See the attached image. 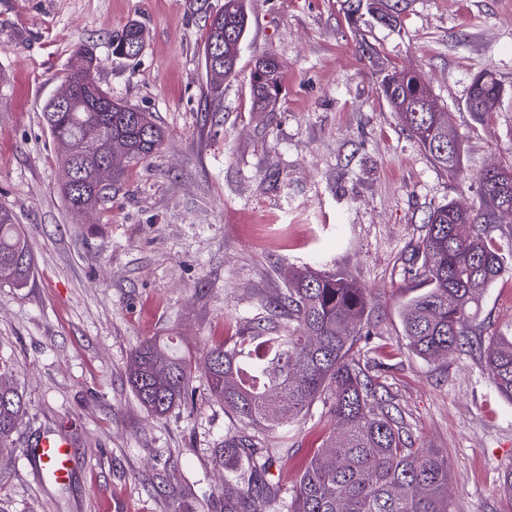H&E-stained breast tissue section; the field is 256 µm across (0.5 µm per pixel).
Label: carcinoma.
I'll return each mask as SVG.
<instances>
[{"label":"carcinoma","mask_w":512,"mask_h":512,"mask_svg":"<svg viewBox=\"0 0 512 512\" xmlns=\"http://www.w3.org/2000/svg\"><path fill=\"white\" fill-rule=\"evenodd\" d=\"M409 0H348V17L366 9L383 26L399 28ZM249 27L245 0H224L209 17L204 46L206 74L224 43V77L236 73L241 42ZM144 46L145 29L127 24L112 40V54L135 57L132 44ZM98 60L77 51L65 79L71 106L58 110L55 98L43 120L61 148L59 186L78 214L100 213L125 181L128 169L147 159L165 138L147 112L114 99L95 78ZM421 76H387L382 93L405 130L433 164L450 177L460 172V144L448 146V113L436 112L421 96ZM254 107L275 103L279 64L265 55L250 77ZM502 85L491 70L477 76L466 107L482 120L481 105ZM480 201L464 207L448 203L429 216L418 246L427 290L405 306V335L419 356L435 360L461 355L473 347V319L483 293L512 260L491 236L500 213L512 208V167L478 175ZM34 259L21 225L0 207V284L25 285ZM366 290L338 271L305 268L294 272L273 299L257 302L246 329L228 343L210 347L203 371L211 393L224 402L240 429L286 430L317 400L329 403L334 422L325 446L312 456L287 497L259 485L254 476L267 470L269 457L238 434L224 438L216 464L224 471L249 458V477L224 479V512H452L446 456L412 447L404 421L389 411L382 384L368 375L355 348L370 337ZM485 369L499 392L512 399V336H491L479 345ZM195 359L163 340L147 341L131 355L127 382L142 406L162 417L192 393ZM26 404L11 363L0 357V454L12 446Z\"/></svg>","instance_id":"carcinoma-1"}]
</instances>
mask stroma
<instances>
[{
    "label": "stroma",
    "mask_w": 512,
    "mask_h": 512,
    "mask_svg": "<svg viewBox=\"0 0 512 512\" xmlns=\"http://www.w3.org/2000/svg\"><path fill=\"white\" fill-rule=\"evenodd\" d=\"M249 31L221 97L207 91L206 16L224 0H0V204L23 224L34 275L0 285V355L14 364L27 409L16 450L0 455L7 512H224L215 463L234 417L203 370L192 404L149 416L126 379L131 354L172 337L203 357L245 327L259 297L305 266L345 273L370 295L371 338L358 357L379 376L412 444L448 457L453 512H512L500 489L512 468V401L479 350L415 355L404 302L422 291L416 248L430 212L479 201L477 176L512 166V0H411L402 28L345 0H245ZM136 22L134 58L112 40ZM81 46L116 99L152 113L160 149L132 166L103 213L69 211L58 191L59 148L47 99ZM281 67L282 92L252 104L261 55ZM505 90L476 121L473 79ZM418 73L450 112L461 174L436 168L400 125L381 81ZM481 339L512 334V267L484 294ZM333 428L316 401L290 430L253 433L273 455L266 481L293 488ZM52 433L72 446L69 483L41 481L22 450ZM145 29L138 23L127 24L121 35L112 40V54L121 57H135L143 49L145 43ZM138 44L139 48L136 52H131L130 46Z\"/></svg>",
    "instance_id": "obj_1"
}]
</instances>
